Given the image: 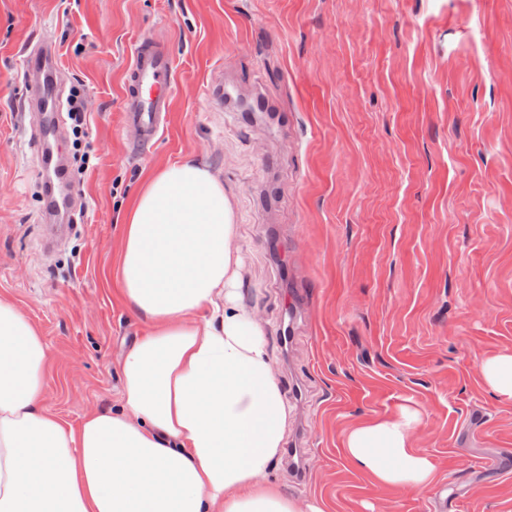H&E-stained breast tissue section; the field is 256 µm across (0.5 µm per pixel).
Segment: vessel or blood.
<instances>
[{"instance_id":"obj_1","label":"vessel or blood","mask_w":512,"mask_h":512,"mask_svg":"<svg viewBox=\"0 0 512 512\" xmlns=\"http://www.w3.org/2000/svg\"><path fill=\"white\" fill-rule=\"evenodd\" d=\"M59 75V51L54 41H45L27 54L23 80L29 88L27 107L34 117L30 137L42 167L51 171L50 180L44 184L45 204L39 214L40 223L48 228L69 222L75 204L68 164L57 148L61 138ZM174 86L175 65L171 49L152 39H141L121 79L123 119L138 133L133 148L151 144L167 126ZM206 90L216 104L231 106L235 103L224 87L222 72L211 74Z\"/></svg>"}]
</instances>
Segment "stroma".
Segmentation results:
<instances>
[{
	"instance_id": "stroma-1",
	"label": "stroma",
	"mask_w": 512,
	"mask_h": 512,
	"mask_svg": "<svg viewBox=\"0 0 512 512\" xmlns=\"http://www.w3.org/2000/svg\"><path fill=\"white\" fill-rule=\"evenodd\" d=\"M58 43L87 98L94 159L74 231L43 251L27 45ZM149 37L176 58L171 122L141 150L120 80ZM259 112L215 108L214 68ZM202 162L232 196L247 274L290 407L271 478L327 512H512V400L482 363L512 353V0H0V297L48 346L44 407L78 424L122 389L149 330L116 276L123 217L154 170ZM302 305L289 324L285 300ZM409 405L428 488L375 487L348 463L357 420Z\"/></svg>"
}]
</instances>
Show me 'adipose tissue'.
Wrapping results in <instances>:
<instances>
[{"label": "adipose tissue", "mask_w": 512, "mask_h": 512, "mask_svg": "<svg viewBox=\"0 0 512 512\" xmlns=\"http://www.w3.org/2000/svg\"><path fill=\"white\" fill-rule=\"evenodd\" d=\"M236 212L207 165L152 174L127 213L119 284L151 323L114 407L71 425L43 408L47 345L0 298V512H325L271 480L288 423L265 328L244 298ZM410 407L350 426L344 456L381 488L436 478Z\"/></svg>", "instance_id": "1"}]
</instances>
